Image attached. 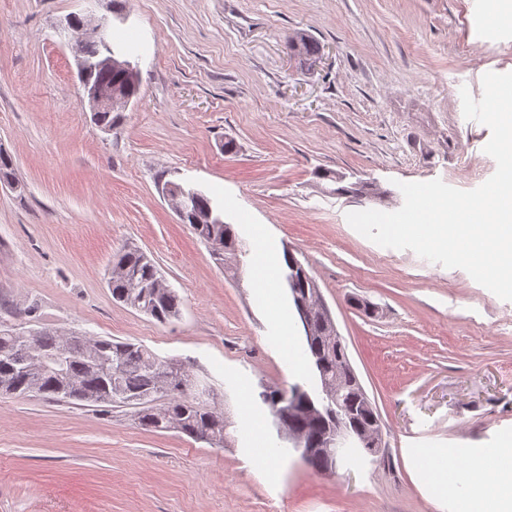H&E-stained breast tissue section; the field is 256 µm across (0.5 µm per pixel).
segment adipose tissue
I'll use <instances>...</instances> for the list:
<instances>
[{"label":"adipose tissue","instance_id":"1","mask_svg":"<svg viewBox=\"0 0 512 512\" xmlns=\"http://www.w3.org/2000/svg\"><path fill=\"white\" fill-rule=\"evenodd\" d=\"M415 463L433 496L457 500L458 512H512L511 436L463 470L450 467L437 448L418 449Z\"/></svg>","mask_w":512,"mask_h":512}]
</instances>
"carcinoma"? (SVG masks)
<instances>
[{"instance_id": "obj_1", "label": "carcinoma", "mask_w": 512, "mask_h": 512, "mask_svg": "<svg viewBox=\"0 0 512 512\" xmlns=\"http://www.w3.org/2000/svg\"><path fill=\"white\" fill-rule=\"evenodd\" d=\"M73 49L93 58L100 52L95 38L73 31ZM291 48L304 61L320 55L316 40L303 32L291 38ZM93 83L123 90L136 98L140 82H132L122 69H95ZM221 215L213 200L195 190L183 222L211 244L221 261L239 260L246 254L230 224H196L207 213ZM157 269L137 249L124 248L112 256L108 286L112 298L144 312L160 323L181 315V300L170 288H158ZM306 353L313 361L317 385L295 383L286 389L265 388L259 398L270 412L282 407V398L293 391L299 406L288 413V433L300 434L316 443L333 426L336 415H351L356 426L369 429L379 420L373 407L356 385L340 375L347 348H336L328 336L305 337ZM61 350L68 352L64 373L49 366H35L31 356ZM200 381L189 362L162 359L142 344L114 342L110 339L71 336L37 330L22 336L0 330V392L25 395L37 391L53 400L76 401L97 406H134L138 425L151 431H176L196 441L224 446L228 421L224 413L197 401L194 388Z\"/></svg>"}]
</instances>
